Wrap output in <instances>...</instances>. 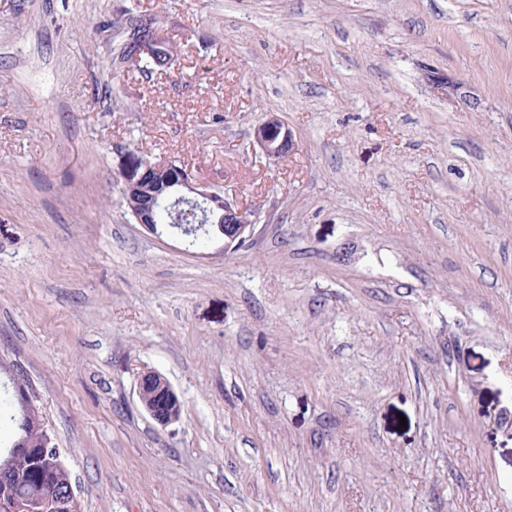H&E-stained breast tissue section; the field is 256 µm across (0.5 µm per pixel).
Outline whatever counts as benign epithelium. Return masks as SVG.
<instances>
[{"instance_id":"1","label":"benign epithelium","mask_w":512,"mask_h":512,"mask_svg":"<svg viewBox=\"0 0 512 512\" xmlns=\"http://www.w3.org/2000/svg\"><path fill=\"white\" fill-rule=\"evenodd\" d=\"M425 82L431 91L441 95H456L461 84L447 76L428 71ZM253 139L270 158L279 159L295 149L291 132L274 115L254 127ZM172 168L164 160L150 161L133 158L121 172V185L129 213L136 223L150 233L161 235L156 222L158 206L164 201L184 205L195 223L207 224L214 234L222 237L223 249H231L253 234L254 224L245 208L226 197L223 190L205 185L194 176L183 172L178 180H168L165 174ZM137 397L147 415L158 425L167 427L178 422L182 401L169 380L155 370H144L137 377ZM60 512H80V503L74 489L58 496Z\"/></svg>"}]
</instances>
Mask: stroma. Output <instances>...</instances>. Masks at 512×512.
<instances>
[{"mask_svg": "<svg viewBox=\"0 0 512 512\" xmlns=\"http://www.w3.org/2000/svg\"><path fill=\"white\" fill-rule=\"evenodd\" d=\"M135 2L176 57L114 77ZM269 114L289 156L253 141ZM133 140L253 239L135 224ZM146 369L179 422L141 410ZM19 383L82 512H512V0H0V396ZM425 82L431 91L445 96L458 95L462 88L460 83L451 80L444 74L434 71H426ZM137 397L147 415L161 427L178 422L182 413V401L169 380L155 370H143L137 377ZM151 399L144 401L145 395Z\"/></svg>", "mask_w": 512, "mask_h": 512, "instance_id": "35a3bbf8", "label": "stroma"}]
</instances>
